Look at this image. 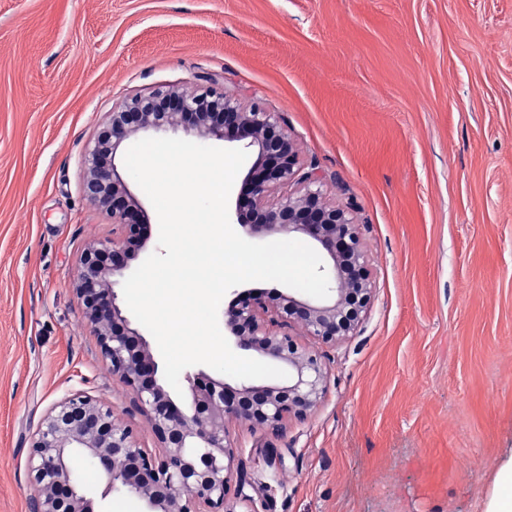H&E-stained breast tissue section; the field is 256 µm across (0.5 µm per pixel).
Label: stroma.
<instances>
[{
	"mask_svg": "<svg viewBox=\"0 0 512 512\" xmlns=\"http://www.w3.org/2000/svg\"><path fill=\"white\" fill-rule=\"evenodd\" d=\"M277 113L370 258L373 305L279 435L231 423L256 512H487L512 457V0H0V512L81 390L159 453L75 290L112 239L85 158L130 96ZM79 476L97 512H144Z\"/></svg>",
	"mask_w": 512,
	"mask_h": 512,
	"instance_id": "obj_1",
	"label": "stroma"
}]
</instances>
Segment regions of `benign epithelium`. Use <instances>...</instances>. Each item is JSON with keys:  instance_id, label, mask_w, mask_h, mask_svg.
Listing matches in <instances>:
<instances>
[{"instance_id": "obj_1", "label": "benign epithelium", "mask_w": 512, "mask_h": 512, "mask_svg": "<svg viewBox=\"0 0 512 512\" xmlns=\"http://www.w3.org/2000/svg\"><path fill=\"white\" fill-rule=\"evenodd\" d=\"M183 128L203 135L218 127L258 155L244 177L247 193L237 211L249 235L300 234L317 246L327 263L325 299L282 296L277 314L283 322L324 344L353 335L374 300L369 260L348 211L325 200L317 175L305 172L294 142L276 113L243 109L238 101L210 90H158L134 95L112 112L105 129L111 150L139 131L157 133ZM101 143L85 158L84 194L112 213L123 237L85 251L75 283L101 353L112 372L130 387L145 414L161 453L138 446L133 429L91 396L76 392L55 404L31 436L28 470L36 488L33 512H96L94 499L81 484L83 463L97 467L108 489L143 500L146 512H255L245 483H233L238 450L230 438L232 422L279 432L285 421L307 419L323 403L329 370L323 356L288 334H278L265 320L268 308L251 293L239 295L224 312L236 344L288 368V381L243 383L237 387L204 371L188 376L189 400L176 402L160 377L149 343L129 323L117 303L115 286L128 267L133 243L144 246V214L117 166L100 167ZM107 252L112 265L99 256Z\"/></svg>"}]
</instances>
